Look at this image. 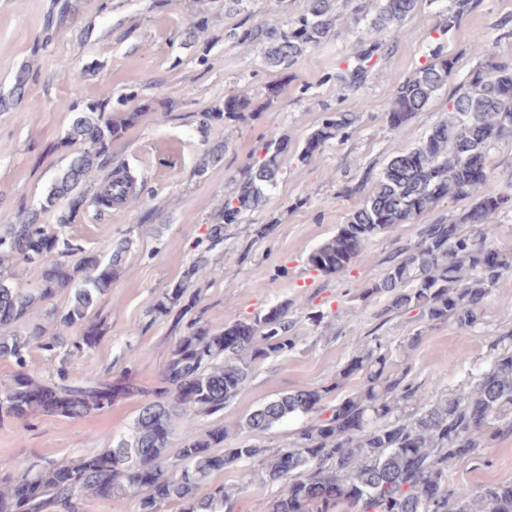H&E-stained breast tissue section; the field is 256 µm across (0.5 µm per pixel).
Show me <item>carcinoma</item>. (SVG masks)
Wrapping results in <instances>:
<instances>
[{"label":"carcinoma","instance_id":"cac0c4a2","mask_svg":"<svg viewBox=\"0 0 512 512\" xmlns=\"http://www.w3.org/2000/svg\"><path fill=\"white\" fill-rule=\"evenodd\" d=\"M475 2L455 0L452 9L439 15V33L457 29ZM418 6L419 0H379L375 17L362 31L367 36H391ZM334 24L335 0H303L292 20L281 26L242 24L237 38L265 46L268 65L289 68L327 38ZM476 44L484 60L449 98L448 118L433 125L416 146L393 156L375 177L364 203L308 257L311 269L334 275L357 260L374 236L397 224H418L445 200L471 201L451 222L436 218L419 224L417 240L402 248L365 289L366 295L383 299L379 316L384 319L413 312L428 327L451 322L474 328L483 321L491 288L512 271L511 249L500 250L496 261L487 253L496 246L488 217L512 209V175L501 185L488 162L490 147L512 137V63L483 48L482 39ZM372 55L373 50H365L337 78L361 76ZM429 57L394 91L386 111L390 127L410 122L448 85L453 59L440 47ZM30 79V67L19 69L11 91L0 95V112L22 105ZM256 109L252 100L229 94L223 105L203 113L202 123L240 119ZM140 116L134 109L114 117L102 103H87L74 114L65 136V143L77 149L40 207L0 226V262L15 259L34 267L41 282L39 288H18L0 271V328L17 327L12 334L0 335V361L14 367L11 383L0 390V422L36 415L81 419L110 411L119 399L136 398L142 406L112 447L73 464L49 462L15 476L13 465L1 460L0 512H79L78 500L84 497L135 498L138 512H162L167 503L178 504L180 512H234L231 495L214 476L246 461L257 465L246 484L282 486L269 512H512V483L489 484L476 491L448 487L451 464L491 447L503 433H512V335L507 345L502 338L495 340L497 354L467 389L433 403L418 398L407 371L392 370L390 350L380 342L369 344L341 367L334 385L282 394L248 415L244 428L263 433L292 417L317 413L291 446L271 451L240 443L226 448V431L214 427L181 438L173 462L168 450L177 420L188 413L224 412L255 364L294 349L288 303L235 320L221 331L199 320L190 322L162 367L161 386L154 389L140 386L130 367L115 378L110 371L102 376L78 372L72 361L94 349L107 328V318L93 310L120 276L138 228H129L105 254L85 251L68 228L86 206L108 207L145 190V184H137L125 170L107 176L92 197L80 190L112 143ZM359 122L358 112L331 114L296 150L298 159L308 160L331 141L347 136ZM287 144L270 141L264 157H249L236 190L224 199L207 229V245L183 279L161 293L150 313L170 314L180 305L187 283L207 272L208 253L224 242L229 215L240 223L267 200L268 191L278 183ZM223 153L222 144L209 148L198 174L221 160ZM61 202L55 223H42L41 214ZM450 223L457 233L454 241L448 239ZM64 288L70 289V296L59 306L53 298ZM39 304L55 332L28 323ZM34 350L46 361L44 379L30 369ZM351 377L361 380L356 393L333 405L323 404L339 382ZM204 486L209 492L198 495Z\"/></svg>","mask_w":512,"mask_h":512}]
</instances>
